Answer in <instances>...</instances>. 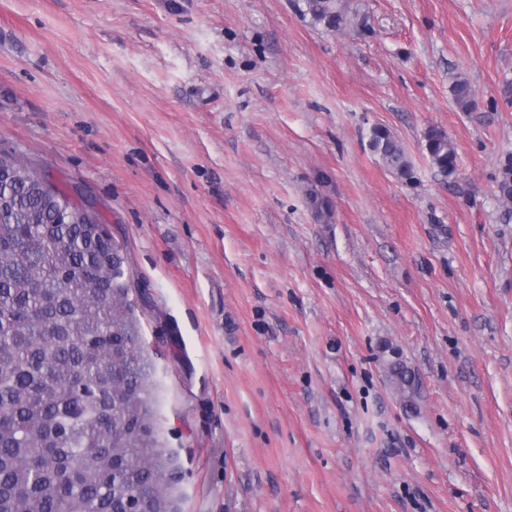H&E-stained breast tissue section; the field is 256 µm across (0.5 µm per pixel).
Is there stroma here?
<instances>
[{
  "label": "stroma",
  "instance_id": "obj_1",
  "mask_svg": "<svg viewBox=\"0 0 512 512\" xmlns=\"http://www.w3.org/2000/svg\"><path fill=\"white\" fill-rule=\"evenodd\" d=\"M348 4L369 35L304 0H0V150L125 247L182 512H512V0ZM344 0H304L306 14L311 16L314 24L323 26L334 32H342L347 28L356 29L357 33L365 36L371 32L365 17L357 20L358 13L351 15ZM452 99L463 112H471L477 108V102L469 82L464 78H456L450 87ZM424 140L432 165L448 177L454 175L457 168V153L448 135L443 130L432 127L425 132ZM370 146L391 174L402 180L412 178L411 164L401 146L388 130L375 128L372 132ZM497 192L501 200L512 202V154L505 155L499 162Z\"/></svg>",
  "mask_w": 512,
  "mask_h": 512
}]
</instances>
